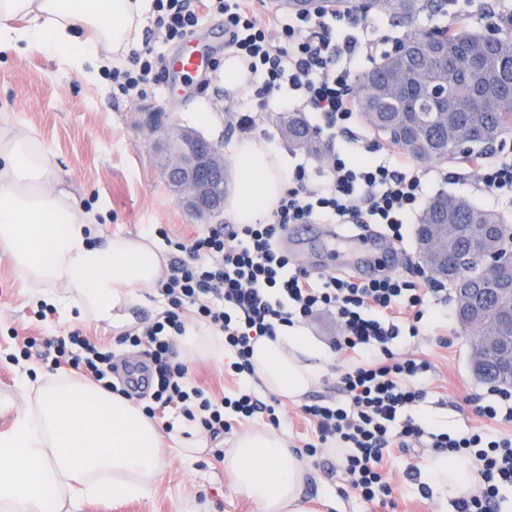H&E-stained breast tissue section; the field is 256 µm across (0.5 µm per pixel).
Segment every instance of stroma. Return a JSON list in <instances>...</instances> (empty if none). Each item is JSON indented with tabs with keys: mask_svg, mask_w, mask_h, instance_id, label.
Here are the masks:
<instances>
[{
	"mask_svg": "<svg viewBox=\"0 0 512 512\" xmlns=\"http://www.w3.org/2000/svg\"><path fill=\"white\" fill-rule=\"evenodd\" d=\"M512 16V0H454L447 14L422 12L412 22L398 23L386 14L369 12V23L355 30L359 42L378 44L389 51L391 42L415 32L441 30L456 21L480 32L490 27H505ZM222 18L203 17L200 28L210 35L214 70L205 79H193L185 93L172 91L168 81L146 89L139 97L112 95L107 79L87 81L82 74L64 69L57 59L40 50L0 57V132L23 127L45 145L60 179L72 194L76 205L95 213L99 237L116 234L137 236L148 225L161 224L171 239L188 238L203 229V222L179 206L162 174L146 136L136 124L140 105L168 113L173 122L199 130L223 148L224 189L234 185L230 152L242 134L237 128V111L248 93L225 88L221 78L224 66V41L212 37ZM255 137L271 138L273 146L288 162L306 159L321 164L325 159L322 143L297 148L284 137L275 113L256 114ZM420 170L433 174L432 193L464 197L479 207L500 213L512 223V197L487 194L474 159L441 163L419 162ZM37 296L18 278L9 259L0 255V395L24 405L25 392L16 384L20 374L30 378H49L45 358L24 357V338L39 340L77 329L91 340L110 346L115 362L141 357L138 347L120 344V330L56 312L47 319L36 315ZM307 334L329 352L327 372L313 389L314 394H331L348 355L334 352L339 330L334 317L322 313L305 322ZM477 331L462 327L457 319L438 327L436 334L416 338L406 349L427 359L434 371L427 384V397L417 408L421 422L432 429L458 433L488 425L492 431L510 436L512 424L484 422L477 416L472 396L490 400L489 383L479 380L471 367L470 343ZM192 385L220 398L235 391L233 376L225 374L223 361L198 359L189 364ZM267 416L233 421L223 442L206 444L201 452L190 454L170 434L162 436L166 469L149 497L141 500L109 499L85 504L82 512H194L197 504H206L208 512H260L255 503L238 495L232 481L231 450L244 433L269 427ZM423 466V459L412 460L393 450L384 463L383 473L395 492L387 505L365 502L347 491L345 475L330 450L308 458L304 495L315 512H455L453 500L438 495L423 497L420 476L407 475L409 464Z\"/></svg>",
	"mask_w": 512,
	"mask_h": 512,
	"instance_id": "1",
	"label": "stroma"
}]
</instances>
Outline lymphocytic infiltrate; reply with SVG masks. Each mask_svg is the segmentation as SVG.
I'll list each match as a JSON object with an SVG mask.
<instances>
[{
    "mask_svg": "<svg viewBox=\"0 0 512 512\" xmlns=\"http://www.w3.org/2000/svg\"><path fill=\"white\" fill-rule=\"evenodd\" d=\"M153 14L154 27L142 48L108 72L119 95L142 94L162 79L164 57L156 44L181 43L196 32L203 15H218L224 19L225 47L245 63L256 83L242 106L239 129L250 132L258 112L312 113L326 159L316 169L304 161L295 165L290 186L266 222L211 224L191 237L171 240L175 256L156 284L166 309L120 338L143 348L151 366L153 404L147 414L177 410L214 438L230 429L234 417L264 413L278 422L279 400L262 401L256 392L260 380L251 361L253 346L279 328L329 312L341 329L337 349L354 352L358 361L341 373L337 396H317L302 405L312 432L306 454L343 449L340 466L347 482L369 501L392 493L382 475L391 448L416 457L429 449L466 458L477 469L478 488L456 500V512H502V491L512 487V438L485 428L466 434L431 431L412 415L427 395L433 366L397 348L424 329L426 282L393 273L374 280L351 270L313 273L296 266L278 245L293 224L337 225L340 240L374 225L391 244H403L429 194L407 157L371 159L374 143L365 131L352 129L360 58L369 49L346 31L364 25L365 16L298 13L263 22L247 0H153ZM341 135L347 136L349 149H337ZM190 315L223 336L230 356L227 371L238 381L233 396L215 400L189 384V367L177 360L175 340L184 334ZM49 345L54 349L50 372L67 364L118 393L109 378L111 352L76 329Z\"/></svg>",
    "mask_w": 512,
    "mask_h": 512,
    "instance_id": "lymphocytic-infiltrate-1",
    "label": "lymphocytic infiltrate"
}]
</instances>
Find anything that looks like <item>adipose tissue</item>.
I'll return each mask as SVG.
<instances>
[{
	"label": "adipose tissue",
	"mask_w": 512,
	"mask_h": 512,
	"mask_svg": "<svg viewBox=\"0 0 512 512\" xmlns=\"http://www.w3.org/2000/svg\"><path fill=\"white\" fill-rule=\"evenodd\" d=\"M153 0H0V53L31 48L88 81L124 56ZM225 215L236 224L268 218L288 186V168L267 141L242 138ZM95 215L60 188L41 140L0 134V252L41 300L112 326L153 288L162 262L150 236L97 240ZM251 361L271 391L302 397L325 372L326 355L297 327L259 339ZM161 432L127 398L68 376L46 380L0 433V512H81L90 501L148 496L165 461ZM236 491L261 512H309L305 463L271 429L241 435L231 450ZM424 481L443 497L477 484L469 460L431 456Z\"/></svg>",
	"instance_id": "1"
}]
</instances>
